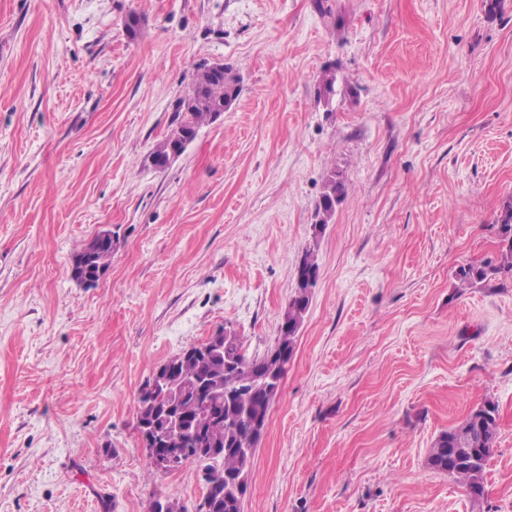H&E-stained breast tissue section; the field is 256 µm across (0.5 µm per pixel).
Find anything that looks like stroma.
I'll list each match as a JSON object with an SVG mask.
<instances>
[{"label":"stroma","mask_w":512,"mask_h":512,"mask_svg":"<svg viewBox=\"0 0 512 512\" xmlns=\"http://www.w3.org/2000/svg\"><path fill=\"white\" fill-rule=\"evenodd\" d=\"M204 62L240 94L153 168ZM511 202L512 0H0V512H194L202 469L149 468L138 393L222 329L271 350L311 247L244 512H512V275L455 278ZM488 399L475 502L426 459ZM347 195L345 182L336 177H331L325 184L324 191L321 193L315 207L316 227L320 232L326 228L336 214V207ZM108 241L96 235L74 258L73 277L91 287L96 284L112 262V231Z\"/></svg>","instance_id":"obj_1"}]
</instances>
